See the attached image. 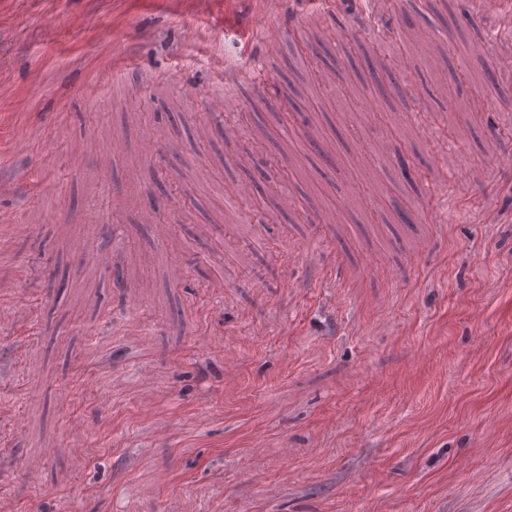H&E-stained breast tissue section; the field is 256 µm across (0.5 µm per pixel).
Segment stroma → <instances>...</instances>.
Returning <instances> with one entry per match:
<instances>
[{
  "label": "stroma",
  "mask_w": 512,
  "mask_h": 512,
  "mask_svg": "<svg viewBox=\"0 0 512 512\" xmlns=\"http://www.w3.org/2000/svg\"><path fill=\"white\" fill-rule=\"evenodd\" d=\"M319 12L0 0V409L23 421L0 419V512H512V172L485 183L512 146V64L477 96L443 64L467 32L405 37L388 54L434 64L406 81L405 115L379 122L343 95L357 75L329 44L321 111H295L284 76L266 84L301 146L277 186L291 208L225 215L222 186L244 173L221 137L200 143L197 116ZM308 122L331 158L306 147ZM154 140L162 154L142 153ZM392 199L434 233L430 252L390 235ZM309 201L335 206L343 236L295 223ZM144 220L175 226L171 244ZM105 225L124 288L98 263Z\"/></svg>",
  "instance_id": "obj_1"
}]
</instances>
